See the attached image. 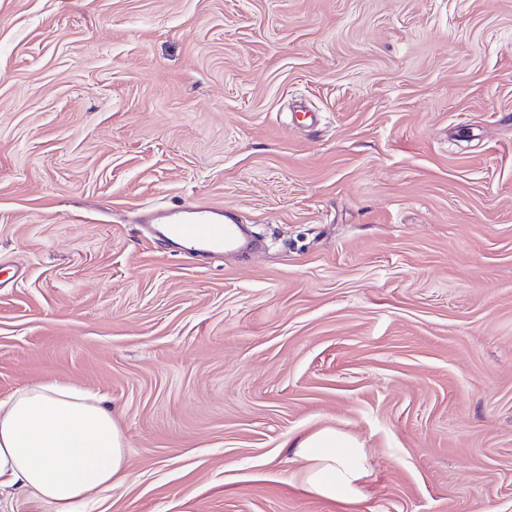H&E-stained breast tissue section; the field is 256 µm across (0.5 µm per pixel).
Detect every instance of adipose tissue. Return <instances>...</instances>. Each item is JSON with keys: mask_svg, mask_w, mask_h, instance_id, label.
Segmentation results:
<instances>
[{"mask_svg": "<svg viewBox=\"0 0 512 512\" xmlns=\"http://www.w3.org/2000/svg\"><path fill=\"white\" fill-rule=\"evenodd\" d=\"M288 444L308 491L331 501H361L370 471L358 439L326 427ZM127 467V441L90 393L50 382L0 400V497L21 491L54 512H75L78 502L127 478Z\"/></svg>", "mask_w": 512, "mask_h": 512, "instance_id": "1", "label": "adipose tissue"}]
</instances>
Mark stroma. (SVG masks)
<instances>
[{"label": "stroma", "instance_id": "35a3bbf8", "mask_svg": "<svg viewBox=\"0 0 512 512\" xmlns=\"http://www.w3.org/2000/svg\"><path fill=\"white\" fill-rule=\"evenodd\" d=\"M195 199L259 249L137 222ZM53 381L129 443L77 512H512V0H0V399ZM288 444L301 462L298 477L308 491L331 501H361L370 471L366 450L358 439L326 427L288 439Z\"/></svg>", "mask_w": 512, "mask_h": 512}]
</instances>
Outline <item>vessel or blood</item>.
I'll return each instance as SVG.
<instances>
[{"mask_svg": "<svg viewBox=\"0 0 512 512\" xmlns=\"http://www.w3.org/2000/svg\"><path fill=\"white\" fill-rule=\"evenodd\" d=\"M144 223L169 245L195 254L220 256L240 241V229L224 210L201 200L146 209Z\"/></svg>", "mask_w": 512, "mask_h": 512, "instance_id": "obj_1", "label": "vessel or blood"}]
</instances>
